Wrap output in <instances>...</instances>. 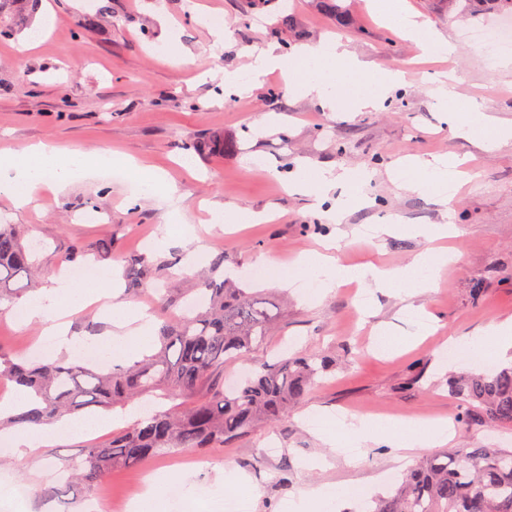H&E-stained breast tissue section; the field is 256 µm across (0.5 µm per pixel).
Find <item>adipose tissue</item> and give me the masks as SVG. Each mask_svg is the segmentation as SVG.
Returning a JSON list of instances; mask_svg holds the SVG:
<instances>
[{
  "instance_id": "1",
  "label": "adipose tissue",
  "mask_w": 512,
  "mask_h": 512,
  "mask_svg": "<svg viewBox=\"0 0 512 512\" xmlns=\"http://www.w3.org/2000/svg\"><path fill=\"white\" fill-rule=\"evenodd\" d=\"M376 8L397 23L405 37L425 54L450 56L455 53L456 48L452 43L407 11L401 0H377ZM277 66L288 68L300 95L316 97L325 107L333 105L337 92L351 86L356 89L357 108L378 107L386 87L404 79L402 71L384 70L376 79L362 80L361 64L351 59L342 43L332 39L304 46L288 59L283 58L276 47H269L255 57L249 73L225 72L221 79L228 84L243 85ZM113 163L121 165L135 177L138 190L143 195H174L175 189L164 175L139 165L131 156L108 150L89 154L77 149H63L51 143L33 145L19 153H1L0 192L11 194L17 206L25 207L31 204L33 193L40 184L47 182L55 189L62 190L78 173ZM459 165V160L445 157L412 161L399 174L401 186L410 192H420L429 187L441 201H448L453 191L458 190L463 177ZM341 185L350 189L343 201L344 207L367 203L365 175L357 170L336 173L330 169L309 168L296 181L295 189L300 194L321 199ZM334 247L333 241H326L323 251L298 257L286 269L271 268L270 275L288 286L305 273L321 278L328 288L344 280L388 287L410 275L406 268H382L372 263L358 268L338 266L331 255ZM113 284L114 272L110 269L98 271L95 281L88 283L55 276L49 287L17 306L14 313L24 324L34 320L48 323L49 333L57 337L55 351L99 347L114 360H127L144 351L153 338L152 316L135 303L119 302L110 306L116 331L103 343L90 336L69 335V326L62 321L63 316L86 298L97 301L110 299ZM82 428V423L71 420H62L51 426L15 428L1 432L0 442L7 443L12 453L22 459L30 456L50 436L74 434ZM313 431L324 444L343 455L351 464L359 461L364 445L376 439H386L391 447L398 449H425L443 444L449 438L448 424L444 421L418 423L404 429L391 420L377 417H363L355 422L342 420L335 426L322 418L314 425ZM175 486L189 490L193 484L188 476L180 472L155 478L136 501L135 512H172L168 491ZM367 494V488L360 485L351 484L333 492L327 486L313 485L289 500L287 509L288 512H316L317 508L329 505L333 500L353 503Z\"/></svg>"
}]
</instances>
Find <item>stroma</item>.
Masks as SVG:
<instances>
[{
    "label": "stroma",
    "instance_id": "35a3bbf8",
    "mask_svg": "<svg viewBox=\"0 0 512 512\" xmlns=\"http://www.w3.org/2000/svg\"><path fill=\"white\" fill-rule=\"evenodd\" d=\"M404 2L456 45L454 59H419L417 47L376 13L373 0H34L26 6L14 35L0 40V150L46 141L86 152L111 149L167 173L180 199L174 204L160 196L136 198L117 167L80 176L59 193L42 189L26 209L0 194V215L40 243L34 259L43 276L36 285L20 280V287L32 293L48 287L66 268L72 247L90 261L102 238L112 241L111 258L99 262L103 269H123L127 257L141 252L153 260L185 256L202 243L209 253L198 268L220 251L225 271L242 281L251 280L258 256L289 264L319 250L329 237L340 240L339 263L405 267L433 247L412 232L415 224L458 225L450 245L461 259L433 288L411 298L341 285L311 300L301 284L284 288L268 277L253 280L277 317L248 360L225 361V381H235L252 364L300 350L336 359L335 370L319 378L285 418L258 424L224 447L153 456L138 467L113 470L94 486L64 493L52 492L51 476L91 438L58 437L25 463L0 465V484L27 488L21 497L0 501V512H90L102 496L108 501L103 512H114V503L147 477L177 469L190 471L200 488L188 512L232 504L240 512H281L292 495L316 484H359L382 492V472L404 471L419 456L379 440L364 448L358 467H349L312 432L314 410L336 421L397 418L405 427L445 420L452 425L448 448H512V431L465 418L448 391L449 372L488 361L458 352L457 342L512 318V140L482 149L456 133L447 110L431 95L435 81L454 72L462 100L511 124L512 49L492 57L471 41L472 32L501 19L482 0L466 10L450 0ZM286 14L293 19L287 28L279 23ZM208 15L224 20L222 44L213 42L204 21ZM330 36L362 63L363 78L399 68L409 70V84L393 87L373 110H357L349 98L324 110L289 87L278 70L262 74L245 94L209 76L217 67L246 68L253 54L272 45L295 49ZM179 54L193 58V65L178 64ZM263 115L270 122L257 127ZM217 140L234 141L236 148H195ZM410 155L469 157V180L445 203L431 192L402 190L392 166ZM306 164L366 170L371 205L346 210L338 222L324 209L309 207L307 198L285 190ZM175 207L194 226L197 240L142 249L143 239L162 234ZM211 208L272 210L276 217L212 231L204 222ZM376 224L394 230L379 238L363 235L364 227ZM414 306L437 319L435 333L418 337ZM378 333L402 343V350L375 354ZM42 336L40 324L22 325L0 314V350L16 356L36 352ZM221 468L238 469L248 486L225 495L216 482Z\"/></svg>",
    "mask_w": 512,
    "mask_h": 512
}]
</instances>
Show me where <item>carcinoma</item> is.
Masks as SVG:
<instances>
[{"mask_svg":"<svg viewBox=\"0 0 512 512\" xmlns=\"http://www.w3.org/2000/svg\"><path fill=\"white\" fill-rule=\"evenodd\" d=\"M32 255L16 225L0 224V305H14L13 280L37 276ZM223 266L221 251L212 260V274L181 296L184 312L162 324L155 350L138 361L103 367L0 353V381L37 401L36 407L1 419L0 431L48 424L90 407L124 410L135 400L160 395L172 401L169 409L147 413L130 429L87 445L66 462L58 483L90 487L114 468L134 467L173 449L222 448L260 422L280 421L336 362L298 352L258 363L237 385L224 387V360L247 358L263 344L275 317L254 289L215 276ZM157 280L147 255L128 262L126 290L153 289ZM448 391L468 410L479 411L482 421L512 428V366L463 371L448 378ZM366 512H512V450L429 452Z\"/></svg>","mask_w":512,"mask_h":512,"instance_id":"1","label":"carcinoma"}]
</instances>
